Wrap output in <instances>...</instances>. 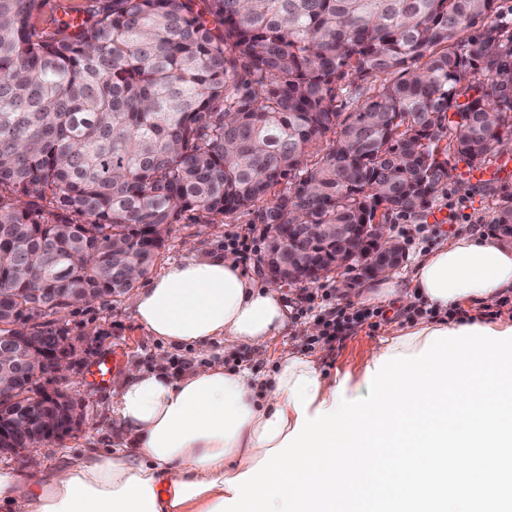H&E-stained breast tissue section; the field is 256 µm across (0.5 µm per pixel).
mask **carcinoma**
<instances>
[{
    "mask_svg": "<svg viewBox=\"0 0 512 512\" xmlns=\"http://www.w3.org/2000/svg\"><path fill=\"white\" fill-rule=\"evenodd\" d=\"M495 2L93 0L48 31L45 0H0V348L65 341L64 309L128 294L187 212L247 211L282 239L370 224L381 204L387 224L426 213L448 143L470 168L504 151L512 33ZM382 74L338 121L337 97ZM12 390L0 413L37 426L5 448H36L65 404L22 373ZM297 225L302 232V237L314 243L329 244L337 239L341 232L342 226L339 224H291Z\"/></svg>",
    "mask_w": 512,
    "mask_h": 512,
    "instance_id": "1",
    "label": "carcinoma"
}]
</instances>
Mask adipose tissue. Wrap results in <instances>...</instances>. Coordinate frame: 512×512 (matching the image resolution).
Instances as JSON below:
<instances>
[{"instance_id":"adipose-tissue-1","label":"adipose tissue","mask_w":512,"mask_h":512,"mask_svg":"<svg viewBox=\"0 0 512 512\" xmlns=\"http://www.w3.org/2000/svg\"><path fill=\"white\" fill-rule=\"evenodd\" d=\"M365 302L426 301L432 319L379 340L366 364L385 354H417L436 330L464 326L502 332L512 323H488L485 312L512 295V246L463 233L418 258L408 287L393 275L368 280ZM134 316L148 339L207 352L262 354L288 327V306L273 284L260 285L234 254L190 256L166 266L137 293ZM318 382L307 408H331L337 387L347 398L363 394L365 375L326 373L321 354L283 349L269 378L225 368L212 358L180 377L164 367L135 370L116 394L110 416L122 433L109 451L91 447L36 476L0 470V512H211L233 497L228 479L254 467L296 425L290 389L298 376Z\"/></svg>"}]
</instances>
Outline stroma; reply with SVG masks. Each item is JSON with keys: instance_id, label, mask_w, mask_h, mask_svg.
<instances>
[{"instance_id": "obj_1", "label": "stroma", "mask_w": 512, "mask_h": 512, "mask_svg": "<svg viewBox=\"0 0 512 512\" xmlns=\"http://www.w3.org/2000/svg\"><path fill=\"white\" fill-rule=\"evenodd\" d=\"M457 169L456 159H449L450 178L438 192L432 206L433 212L440 215L439 221L431 223L426 216L410 214L397 217L391 226L392 235L397 237L405 230L416 231L421 224L428 222L432 225L426 241L405 246V259L394 272L400 285H407L408 274L418 256L447 244L454 236L465 232L495 236V210L512 203V179L505 183H478L459 177ZM453 210L465 213L466 221L457 224L447 222L446 217ZM251 219V214L245 211L221 217L213 224H199L192 217H184L179 224L173 225L165 250L154 262L152 274H159L167 264L191 254L205 256L220 252L225 233L243 231L250 227ZM361 288V283L357 282L351 289L342 290L332 277L312 285L282 287L281 292L289 307L288 328L282 336L269 343L264 357H252L246 349H225L220 341L213 342L211 348L223 353L225 366L235 368L245 363L257 378H267L275 370V357L284 346H293L302 353H313L314 348L308 343L309 327L323 321L329 305L357 303ZM133 301V295L129 294L112 302L100 300L71 309L67 318L74 334L91 337L93 343L100 346L102 354L115 355L117 368L106 386L93 388L86 381V367L82 362H75L69 390L74 399L82 401L85 406V426L74 436L60 443L45 445L24 460L0 454V469L19 467L38 474L58 463L64 452H78L91 443L107 447L120 435L117 424L109 422L108 417L112 401L130 371L148 370L160 362L171 375L179 376L195 366L199 357L193 347H171L145 338L134 316ZM386 311L392 320L379 329L373 331L363 326L344 340L327 343L324 362L327 371L357 372L379 339L405 326V318L398 315V306H387Z\"/></svg>"}]
</instances>
